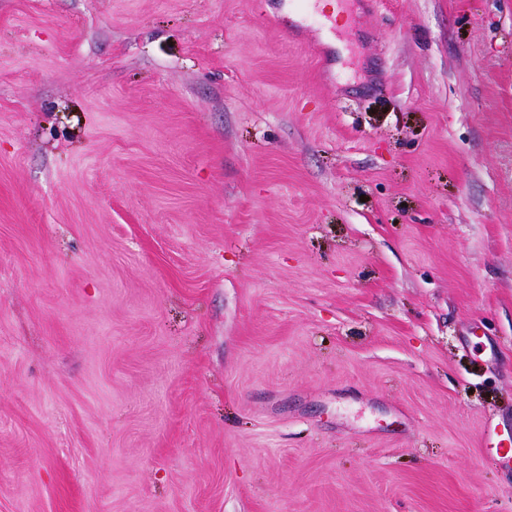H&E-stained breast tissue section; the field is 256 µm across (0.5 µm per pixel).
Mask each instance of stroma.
Returning a JSON list of instances; mask_svg holds the SVG:
<instances>
[{
    "mask_svg": "<svg viewBox=\"0 0 512 512\" xmlns=\"http://www.w3.org/2000/svg\"><path fill=\"white\" fill-rule=\"evenodd\" d=\"M0 0V512H512V0Z\"/></svg>",
    "mask_w": 512,
    "mask_h": 512,
    "instance_id": "35a3bbf8",
    "label": "stroma"
}]
</instances>
